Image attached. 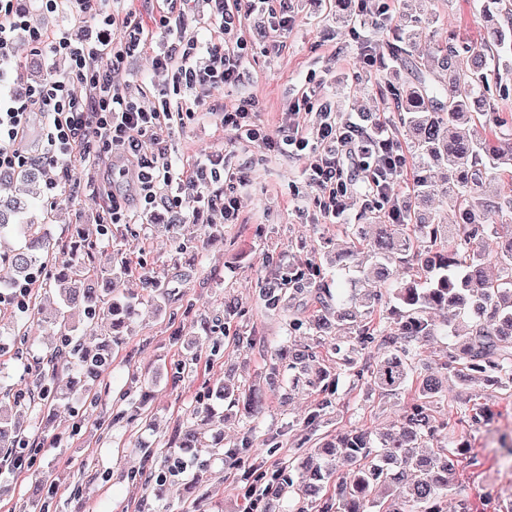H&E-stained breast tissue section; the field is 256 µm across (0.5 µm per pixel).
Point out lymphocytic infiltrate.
<instances>
[{"label": "lymphocytic infiltrate", "mask_w": 512, "mask_h": 512, "mask_svg": "<svg viewBox=\"0 0 512 512\" xmlns=\"http://www.w3.org/2000/svg\"><path fill=\"white\" fill-rule=\"evenodd\" d=\"M39 14L68 11L99 26L97 45L73 40L67 29L46 34L33 27L27 14L18 12L14 0H0V69L14 56L13 34L27 31L51 53L65 57L69 70L63 76L45 78L30 87L25 101L18 102L0 92V171L31 164L26 151L32 122L42 130L41 159L52 168L74 154L82 157H112L119 176L129 178L133 193L123 198L106 193L100 221L128 224L130 206L140 216L153 214L159 204L183 210L185 205L203 203L220 212L225 223L239 220L240 196L252 182L251 163L236 166L216 158L200 162L192 170L177 171L169 161L159 133L183 123L182 112L145 106L131 88L116 84L115 70L138 47L144 29L134 23L129 37L113 36L111 16L99 0H34ZM213 40L201 43L186 37L181 21L163 15L159 23L173 40L155 68L176 67L178 78L200 93L240 82L249 44L242 33L251 15L263 16L275 49H283L294 11L292 0H202ZM313 94L300 90L290 102L285 120L271 132L257 121L261 104L245 96L225 109L221 122L235 139L257 146L262 153L300 157L305 161L304 179L325 216H336L344 197L354 188L365 195L389 202L387 217L398 222L401 210L390 199L404 171L406 158L391 135L369 133L358 122L339 123L329 103L314 104ZM366 171L361 184L350 179L348 165Z\"/></svg>", "instance_id": "lymphocytic-infiltrate-1"}]
</instances>
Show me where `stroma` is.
I'll return each mask as SVG.
<instances>
[{
    "mask_svg": "<svg viewBox=\"0 0 512 512\" xmlns=\"http://www.w3.org/2000/svg\"><path fill=\"white\" fill-rule=\"evenodd\" d=\"M295 22L286 37L287 47L272 52L262 16H250L244 31L252 50L239 84L211 91L197 101L195 90L177 86L170 73L154 69L152 59L166 49L162 29H154L147 46L137 47L128 57L116 80L143 88L149 106L169 105L197 111L196 119L183 127L164 132L167 156L180 168L194 166L204 155L218 153L229 163H240L254 155L225 132L219 115L201 117L202 107L230 103L241 95H257L263 104L258 121L277 130L288 110L289 97L298 86L314 90L316 99L331 103L341 117L360 112L368 126L387 121L396 126L394 112L385 110L379 89L382 79L365 72L366 50L383 51L391 34L372 26L353 30L337 22L335 0H294ZM434 18L420 52L459 34L478 45L484 22L470 0H430ZM17 55L0 76V86L17 100H24L29 80L21 70L39 64L43 76L63 73L64 58L35 50L28 32L15 36ZM300 158H280L257 166L256 191L244 194L239 221L222 223L218 213L201 208L176 232H168L173 214L162 211L161 223L117 224L113 236L99 252L100 260L122 250L132 271L123 286L141 293L144 277L165 281L172 294L163 312L142 307L129 326L122 349L112 367L91 389L96 404L84 412L83 396H73L45 420L36 414L21 418L23 429L38 441L41 452L22 470L0 468V512H33V496H41L48 512H74L71 492L82 483L84 512H243L245 471L284 468L299 469L314 448L348 429L372 434L386 431L411 403L409 394L381 398L367 382L355 380L354 367L370 358L356 345H337L333 337H319L310 329L296 333L295 343L309 346L319 362L338 373L337 397L321 407L317 390L307 387L289 393L270 392L268 410L262 419L247 421L228 413L223 400L206 395L214 382L233 375L241 385L266 379L280 365L277 346L286 334L283 320L269 313L258 297L263 281L292 271L309 262L319 264L329 283L343 288H365L372 259L366 248L354 258L336 261V244L344 227L358 224L364 213L385 211L379 199L347 195L344 211L336 221L322 218L306 187ZM71 179L56 199L41 196L33 200L34 215L50 213L44 229L53 239L73 241L79 224L95 223L102 195L111 182L110 159L75 161ZM220 225L209 236L208 225ZM198 239V254L179 250L178 243ZM38 311L26 324L27 340L21 357L0 355V391L28 390L30 364L43 358L56 342L49 318L54 299L35 289ZM192 309H185V302ZM238 313L220 351L198 339L201 322L220 323L225 305ZM241 336L263 337L253 348L238 344ZM152 399L145 413L133 411L132 404L142 392ZM480 403L493 414L490 424L472 423L471 407ZM443 427L441 442L449 443L458 462V480L448 491V512H458L460 501L495 512L494 502L485 494H512V379L477 380L463 383L448 378V397L438 413ZM195 428L204 439L223 432L225 444L249 438L251 451L229 462L223 446L186 453L192 461L191 474L199 478V490L188 493L187 477L169 479L163 498H155L145 474V458L153 456L164 465L169 439L185 427ZM190 474V475H191Z\"/></svg>",
    "mask_w": 512,
    "mask_h": 512,
    "instance_id": "stroma-1",
    "label": "stroma"
}]
</instances>
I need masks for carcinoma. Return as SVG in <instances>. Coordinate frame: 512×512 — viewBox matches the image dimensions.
<instances>
[{
    "mask_svg": "<svg viewBox=\"0 0 512 512\" xmlns=\"http://www.w3.org/2000/svg\"><path fill=\"white\" fill-rule=\"evenodd\" d=\"M474 6L493 23L490 38L478 47L451 38L426 57L416 53L424 33L421 17L403 15L396 22L380 19L375 23L392 34L380 71L390 68L393 60L414 77L406 88L390 82L380 88L382 99L390 100L400 126L410 136L416 170L413 204L403 208L399 223L383 220L378 237L369 243L375 258L372 274L385 291L346 293L338 288L333 293L312 263L269 279L260 288L265 309L288 313L289 331L301 326L299 303L311 298L319 304L309 322L316 332L348 331L364 350L374 344L393 349L362 366L356 376L383 397L409 388L414 394L411 408L387 434L374 439L363 431L346 430L317 449L323 464L308 469L296 487L299 498L315 512H365L370 501L379 505V512H446L444 498L456 478L451 454L441 445L426 456L417 452L435 440L436 409L448 392V375L423 373L421 350L448 335V326L439 325L432 312L467 323L466 334L449 354L460 379L512 374V248L495 255L502 273L498 280L484 272L488 255L482 245L487 224L512 231V182H502L501 192L494 196L484 190L487 180L512 173V137L488 129L481 120L488 91L501 82L500 70L512 67V0H476ZM433 167L444 171L440 184L431 180ZM44 175L39 167H26L0 171V181H19L37 192ZM435 194L450 202L458 223L444 224L441 216L416 210ZM27 211L28 202L22 197L0 199V234L9 232L23 240L18 250L0 256V266L6 268L0 284L9 287L33 280L39 262L51 252L68 259L50 279L58 299L53 318L57 344L46 361L31 368L32 390L13 395L9 407L0 405V455L7 458L15 455L19 445L30 444L17 431L16 415L64 403L68 395L55 383L61 371H72L83 382L98 380L111 366L112 348L124 343L128 320L145 304L161 310L169 296L162 281L152 277L144 279L139 297L120 291L118 283L128 273L122 253L112 254L107 263L96 261L98 241L112 235L111 225H79L80 242L67 253L38 223L24 219ZM414 264L420 266L418 278L399 281L396 273ZM385 294L392 304L382 326L373 314ZM77 300L83 304L79 321L70 313V305ZM102 314L109 321L108 337L89 346L84 335L94 330ZM278 356L293 372L294 387L302 384L326 392L337 382L329 369L316 363L313 351L288 345L286 337ZM213 391L247 419L265 413L263 386L245 388L229 376ZM202 444L201 436L187 426L173 436L169 448L190 450ZM339 461L353 470L348 478L335 482Z\"/></svg>",
    "mask_w": 512,
    "mask_h": 512,
    "instance_id": "cac0c4a2",
    "label": "carcinoma"
}]
</instances>
